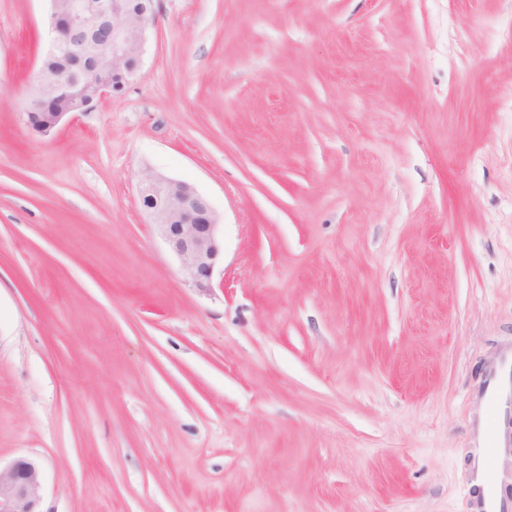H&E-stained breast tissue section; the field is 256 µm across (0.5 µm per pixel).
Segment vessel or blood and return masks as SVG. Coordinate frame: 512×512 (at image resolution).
I'll use <instances>...</instances> for the list:
<instances>
[{"instance_id":"vessel-or-blood-1","label":"vessel or blood","mask_w":512,"mask_h":512,"mask_svg":"<svg viewBox=\"0 0 512 512\" xmlns=\"http://www.w3.org/2000/svg\"><path fill=\"white\" fill-rule=\"evenodd\" d=\"M478 393L484 405L471 426L466 487L472 512H512V499L488 479L490 468L512 470V343L503 344L487 365Z\"/></svg>"}]
</instances>
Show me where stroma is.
Masks as SVG:
<instances>
[{
  "label": "stroma",
  "instance_id": "obj_1",
  "mask_svg": "<svg viewBox=\"0 0 512 512\" xmlns=\"http://www.w3.org/2000/svg\"><path fill=\"white\" fill-rule=\"evenodd\" d=\"M136 78L24 125L0 0V463L39 512H470L512 337V0H156ZM192 184L195 288L144 212ZM140 200L151 224L197 288H211L220 256L218 222L208 198L192 185L148 172L138 186ZM42 490L41 472L35 462L18 458L0 464V512H39L35 508Z\"/></svg>",
  "mask_w": 512,
  "mask_h": 512
}]
</instances>
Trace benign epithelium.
<instances>
[{"label":"benign epithelium","instance_id":"7a95c632","mask_svg":"<svg viewBox=\"0 0 512 512\" xmlns=\"http://www.w3.org/2000/svg\"><path fill=\"white\" fill-rule=\"evenodd\" d=\"M46 48L62 50L88 61L78 75H66L57 84L70 90L67 107L48 108V83L37 72L36 84L21 113L24 123L40 135L55 131L64 118L86 112L92 104L112 94L107 73L130 82L125 61L142 57L147 32L155 21L154 0L133 14L124 0H48ZM139 198L151 224L198 288H209L220 256L218 222L208 198L192 185L148 172L140 179ZM42 490L41 472L35 462L18 458L0 467V512H36Z\"/></svg>","mask_w":512,"mask_h":512}]
</instances>
